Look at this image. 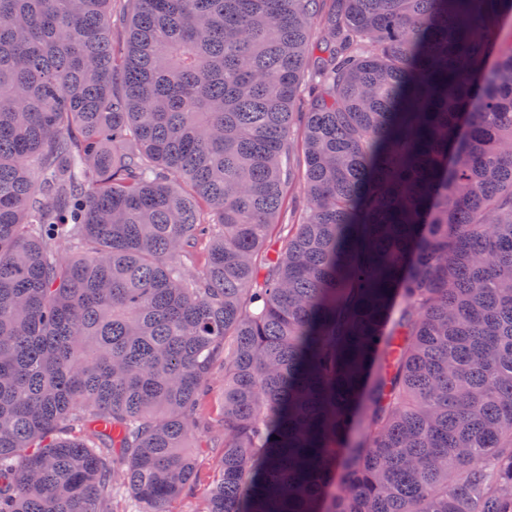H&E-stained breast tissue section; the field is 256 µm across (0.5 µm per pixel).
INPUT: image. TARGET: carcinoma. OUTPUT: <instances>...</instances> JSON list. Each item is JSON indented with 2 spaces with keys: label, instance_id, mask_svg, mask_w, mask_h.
<instances>
[{
  "label": "carcinoma",
  "instance_id": "cac0c4a2",
  "mask_svg": "<svg viewBox=\"0 0 512 512\" xmlns=\"http://www.w3.org/2000/svg\"><path fill=\"white\" fill-rule=\"evenodd\" d=\"M322 2L0 0V512H170L218 361L202 512H512V0ZM201 409L203 418L212 425L211 434L203 431L201 436L203 440L211 436V444L213 447L217 435V420L220 416L222 406L224 404V370L218 368L213 376L208 392L202 397Z\"/></svg>",
  "mask_w": 512,
  "mask_h": 512
}]
</instances>
